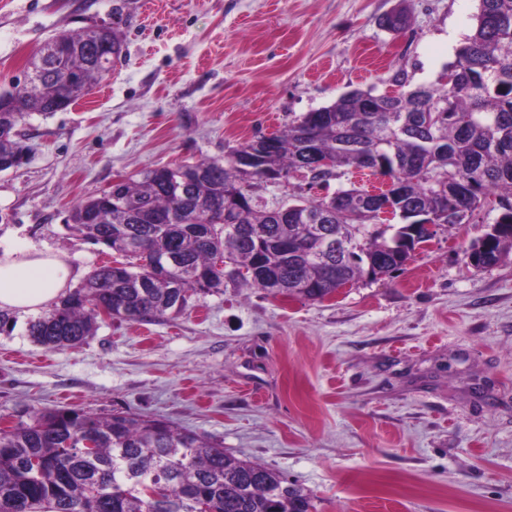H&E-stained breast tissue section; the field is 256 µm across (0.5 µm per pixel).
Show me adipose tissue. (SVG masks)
<instances>
[{"mask_svg": "<svg viewBox=\"0 0 512 512\" xmlns=\"http://www.w3.org/2000/svg\"><path fill=\"white\" fill-rule=\"evenodd\" d=\"M75 273L64 256L36 248L0 256V310L37 314L68 293Z\"/></svg>", "mask_w": 512, "mask_h": 512, "instance_id": "ef3b65f1", "label": "adipose tissue"}]
</instances>
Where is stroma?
I'll return each instance as SVG.
<instances>
[{
    "mask_svg": "<svg viewBox=\"0 0 512 512\" xmlns=\"http://www.w3.org/2000/svg\"><path fill=\"white\" fill-rule=\"evenodd\" d=\"M479 0H0V89L50 38L122 13L123 56L67 110L26 116L0 172V255L110 261L71 207L117 174L227 155L344 92L434 82ZM405 12L404 31L385 20ZM497 217L438 232L403 272L311 301L225 280L181 314L100 323L49 350L0 327V424L43 407L128 410L302 484L317 512H512V255L466 252Z\"/></svg>",
    "mask_w": 512,
    "mask_h": 512,
    "instance_id": "1",
    "label": "stroma"
}]
</instances>
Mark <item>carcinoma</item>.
Listing matches in <instances>:
<instances>
[{
	"label": "carcinoma",
	"instance_id": "1",
	"mask_svg": "<svg viewBox=\"0 0 512 512\" xmlns=\"http://www.w3.org/2000/svg\"><path fill=\"white\" fill-rule=\"evenodd\" d=\"M73 52L65 73L31 64L39 81L0 91V169L20 166L28 146L14 130L31 112L67 109L103 80L122 53L116 30L64 33ZM446 72L428 85L388 96L353 89L307 112L279 134L255 136L227 156L120 175L110 191L76 205L73 235L112 251L28 336L50 350L76 347L95 334L105 306L112 318L147 322L177 315L194 295L219 293L224 278L273 295L322 300L348 284L398 272L412 258L404 238L421 216L454 228L459 211L492 204L500 213L483 249L470 247L475 268L500 263L512 250V0H479L476 27ZM439 111L425 122L424 113ZM263 147L256 171L239 166ZM386 178L395 190L351 186L293 200L295 214L258 203L253 189L303 173L329 184L351 169ZM398 193L400 223L380 228L375 202ZM244 230L236 236L229 227ZM343 238L350 257L326 262L320 238ZM168 267L158 278L150 268ZM91 439L95 451H83ZM314 512L311 493L261 463L224 452L205 436L127 410L101 416L83 409H44L0 429V512Z\"/></svg>",
	"mask_w": 512,
	"mask_h": 512
}]
</instances>
